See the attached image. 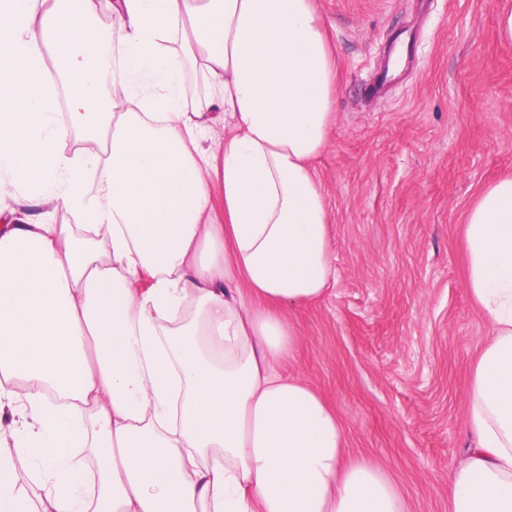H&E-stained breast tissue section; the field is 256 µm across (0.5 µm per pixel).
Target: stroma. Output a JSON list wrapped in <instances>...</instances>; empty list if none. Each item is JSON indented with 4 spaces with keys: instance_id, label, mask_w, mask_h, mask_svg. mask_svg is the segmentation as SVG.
<instances>
[{
    "instance_id": "stroma-1",
    "label": "stroma",
    "mask_w": 512,
    "mask_h": 512,
    "mask_svg": "<svg viewBox=\"0 0 512 512\" xmlns=\"http://www.w3.org/2000/svg\"><path fill=\"white\" fill-rule=\"evenodd\" d=\"M337 58L336 119L313 169L331 211L337 279L289 313L278 365L342 420L349 458L388 470L406 512H448L471 444V373L490 329L465 285L462 238L482 190L512 176V0H315ZM405 71L373 92L400 31Z\"/></svg>"
}]
</instances>
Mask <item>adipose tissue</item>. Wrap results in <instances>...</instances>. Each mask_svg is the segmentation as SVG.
Returning <instances> with one entry per match:
<instances>
[{
	"label": "adipose tissue",
	"mask_w": 512,
	"mask_h": 512,
	"mask_svg": "<svg viewBox=\"0 0 512 512\" xmlns=\"http://www.w3.org/2000/svg\"><path fill=\"white\" fill-rule=\"evenodd\" d=\"M191 69L224 110L221 152ZM337 90L314 0H0V178L80 218L0 204V442L36 459L22 478L0 455V512H403L385 470L345 461L318 391L274 370L298 346L287 312L336 281L311 165ZM464 247L491 335L450 512H512L511 177Z\"/></svg>",
	"instance_id": "1"
}]
</instances>
